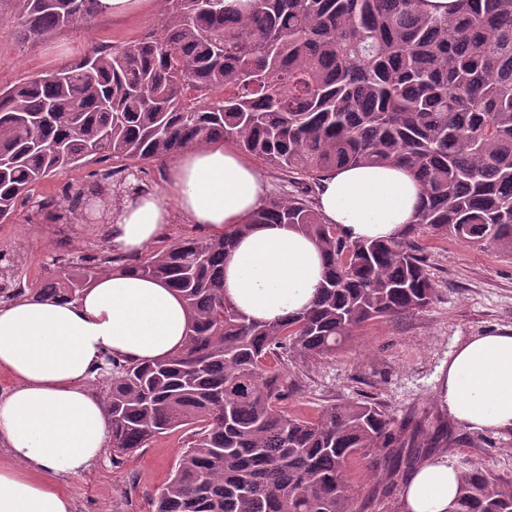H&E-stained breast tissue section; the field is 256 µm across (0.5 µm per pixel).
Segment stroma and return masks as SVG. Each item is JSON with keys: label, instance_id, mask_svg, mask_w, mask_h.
<instances>
[{"label": "stroma", "instance_id": "obj_1", "mask_svg": "<svg viewBox=\"0 0 512 512\" xmlns=\"http://www.w3.org/2000/svg\"><path fill=\"white\" fill-rule=\"evenodd\" d=\"M160 0L124 17L95 16L81 28L55 31L35 43L20 40L13 0H0V87L70 65L90 46L120 44L156 27ZM98 162L91 161L37 183L19 198L10 222L0 223V249L18 256L20 279L37 288L50 276L56 246L70 240L72 250L104 242L100 224L48 218L36 203L60 197L66 185L86 183ZM424 248L436 293L424 310L397 319L370 322L335 357L289 359L288 391L282 401L291 416L315 418L329 405L366 401L402 424L403 440L415 433L427 438L451 429L453 441L429 451L454 467L479 464L493 474L512 477V431H476L451 423L438 390L448 360L469 337L512 328V254L492 245L472 246L452 238L415 232ZM187 434L177 431L155 439L120 465L102 459L60 486L74 502V512H151V501L171 476ZM370 456H357L347 478L357 512H403L401 489L407 469L394 476L373 470Z\"/></svg>", "mask_w": 512, "mask_h": 512}]
</instances>
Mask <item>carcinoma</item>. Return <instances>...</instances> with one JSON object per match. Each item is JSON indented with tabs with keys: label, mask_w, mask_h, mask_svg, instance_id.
Returning a JSON list of instances; mask_svg holds the SVG:
<instances>
[{
	"label": "carcinoma",
	"mask_w": 512,
	"mask_h": 512,
	"mask_svg": "<svg viewBox=\"0 0 512 512\" xmlns=\"http://www.w3.org/2000/svg\"><path fill=\"white\" fill-rule=\"evenodd\" d=\"M20 37L88 23L99 0H14ZM165 0L157 32L93 45L49 79L0 89V221L41 179L112 161L62 201L90 222L108 192L137 195L131 160L161 163L231 142L280 171L297 193L271 196L219 237L187 235L148 260L107 248L52 257L37 296L75 300L119 267L160 279L184 300L186 344L135 363L106 357L93 381L111 421L112 463L156 436L190 432L153 512H353L347 468L399 455L394 419L367 402L328 406L314 420L280 407L282 355L323 359L376 319L415 313L435 287L418 229L512 253V0H458L437 16L421 0ZM411 171L423 196L398 240L351 241L315 196L332 170ZM257 224H290L328 267L305 311L255 322L224 299V253ZM0 250V300L26 295ZM448 512H512V479L468 465Z\"/></svg>",
	"instance_id": "1"
}]
</instances>
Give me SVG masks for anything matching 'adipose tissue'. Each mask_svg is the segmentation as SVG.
I'll use <instances>...</instances> for the list:
<instances>
[{"mask_svg": "<svg viewBox=\"0 0 512 512\" xmlns=\"http://www.w3.org/2000/svg\"><path fill=\"white\" fill-rule=\"evenodd\" d=\"M262 173L212 144L180 154L163 190L125 198L105 212L112 252L140 254L175 217L210 236L239 224L265 201ZM422 186L395 166H347L322 181L318 210L352 240H396L414 219ZM319 246L288 224L237 236L224 255V296L248 318L274 322L310 307L324 281ZM188 310L161 280L133 271L100 276L74 300L0 302V512H72L59 478L78 477L104 456L109 417L89 383L105 356L167 358L189 334ZM438 398L449 417L475 430L512 429V330L475 336L448 361ZM458 471L444 460L416 466L402 489L404 512H447Z\"/></svg>", "mask_w": 512, "mask_h": 512, "instance_id": "ef3b65f1", "label": "adipose tissue"}]
</instances>
